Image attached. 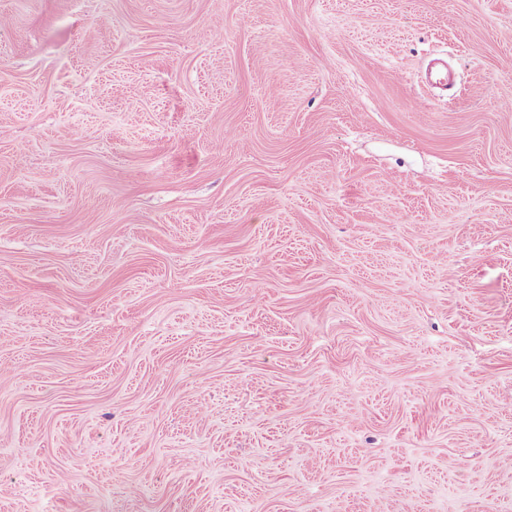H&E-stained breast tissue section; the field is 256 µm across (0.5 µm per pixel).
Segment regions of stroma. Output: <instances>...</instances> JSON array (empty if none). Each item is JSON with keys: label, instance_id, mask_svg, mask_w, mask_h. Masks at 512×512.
Here are the masks:
<instances>
[{"label": "stroma", "instance_id": "35a3bbf8", "mask_svg": "<svg viewBox=\"0 0 512 512\" xmlns=\"http://www.w3.org/2000/svg\"><path fill=\"white\" fill-rule=\"evenodd\" d=\"M1 17L0 512H512V0Z\"/></svg>", "mask_w": 512, "mask_h": 512}]
</instances>
